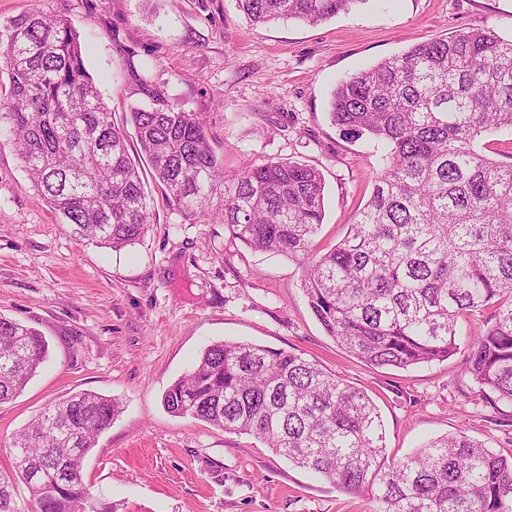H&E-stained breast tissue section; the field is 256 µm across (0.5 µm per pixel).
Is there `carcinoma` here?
<instances>
[{"label": "carcinoma", "instance_id": "1", "mask_svg": "<svg viewBox=\"0 0 512 512\" xmlns=\"http://www.w3.org/2000/svg\"><path fill=\"white\" fill-rule=\"evenodd\" d=\"M362 0H237L252 22L316 24ZM0 131L53 212L81 237L114 249L152 224L141 164L197 214L224 189V224L245 245L305 263L310 307L329 336L364 362L407 369L457 350L459 320L486 310L469 336L467 372L482 394L512 403V162L476 147L512 129V39L480 28L417 44L340 81L330 117L387 148L370 199L319 256L324 181L307 165L248 163L226 178L195 112L140 78L150 99L112 120L77 34L34 11L0 23ZM47 357L35 330L0 317V404L20 395ZM163 403L226 432L251 434L296 466L378 512H512V454L447 435L411 455L386 454L383 422L362 391L300 355L219 342L175 381ZM120 413L113 398L78 392L16 437L0 468V512H19L15 478L33 512H118L83 485L87 453Z\"/></svg>", "mask_w": 512, "mask_h": 512}]
</instances>
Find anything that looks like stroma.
Listing matches in <instances>:
<instances>
[{"label": "stroma", "mask_w": 512, "mask_h": 512, "mask_svg": "<svg viewBox=\"0 0 512 512\" xmlns=\"http://www.w3.org/2000/svg\"><path fill=\"white\" fill-rule=\"evenodd\" d=\"M35 10L77 33L114 121L147 105L144 78L201 115L225 175L269 160L317 168L325 182L317 255L344 237L382 158L373 138L331 121L336 83L433 38L474 28L512 38V0H362L316 25L254 24L236 0H0V21ZM145 191L152 224L134 246L112 250L62 223L13 142L0 138V317L36 329L49 346L23 393L0 405V467L33 417L87 390L122 405L83 469L93 498L120 512H373L368 497L297 468L255 436L165 410L164 392L219 341L302 355L363 390L391 458L457 432L512 451V404L483 397L464 372L471 319L461 320L460 348L446 360L370 365L313 315L301 261L231 236L221 197L201 218L153 182Z\"/></svg>", "instance_id": "1"}]
</instances>
